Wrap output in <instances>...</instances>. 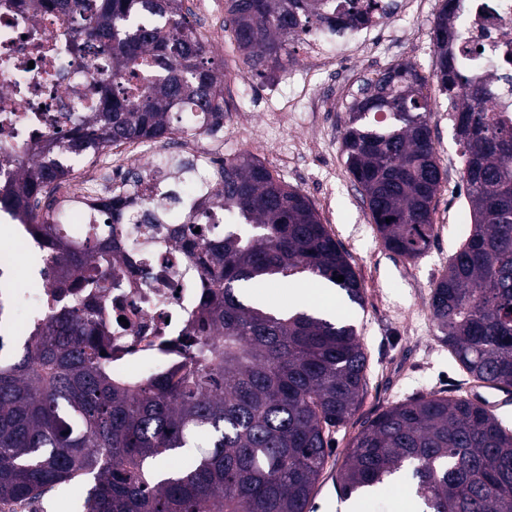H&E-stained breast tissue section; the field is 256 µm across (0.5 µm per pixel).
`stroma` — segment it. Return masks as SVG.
<instances>
[{
  "label": "stroma",
  "instance_id": "35a3bbf8",
  "mask_svg": "<svg viewBox=\"0 0 512 512\" xmlns=\"http://www.w3.org/2000/svg\"><path fill=\"white\" fill-rule=\"evenodd\" d=\"M425 2L409 31L377 32L371 54L353 51L347 63L316 74L304 72L305 51L299 45L294 48V63L266 79L248 74L232 40H225L212 54L224 67L229 119L243 124L246 152L310 199L323 224L350 255L365 291L364 306L344 303L340 309L342 316L352 319L366 348L368 391L356 421L333 436V453L312 502L314 512H349L350 501L338 492L339 471L362 420L412 397L431 393L464 397L470 385L437 338L429 309L434 283L459 245L461 225L470 223L471 217L461 188L455 109L439 93L433 72L431 29L443 0ZM401 62L416 66L431 95L429 125L444 177L434 202L438 234L426 252L412 260L383 245L342 154L350 109L362 87ZM87 489L84 480L57 486L25 503L23 512H84Z\"/></svg>",
  "mask_w": 512,
  "mask_h": 512
}]
</instances>
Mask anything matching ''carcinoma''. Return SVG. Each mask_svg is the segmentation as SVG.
<instances>
[{"label": "carcinoma", "instance_id": "carcinoma-1", "mask_svg": "<svg viewBox=\"0 0 512 512\" xmlns=\"http://www.w3.org/2000/svg\"><path fill=\"white\" fill-rule=\"evenodd\" d=\"M224 0V28L253 76L294 61L311 28L365 26L370 11L348 0ZM458 0L434 22L439 90L455 103L456 143L471 224L430 297L440 342L474 381L512 389V125L489 106L488 77L454 63ZM74 25L79 52L111 61L101 97L78 127L36 135L39 159L0 185L14 210L54 243L51 288L98 287V271L124 256L98 225L135 221L136 199L112 191L86 218L82 244L58 229L68 213L57 190L70 162L126 143L169 138L188 113L211 133L228 117L223 73L182 0H45ZM342 142L385 247L421 256L437 235L434 201L443 173L428 122L431 97L415 67L398 63L363 89ZM222 180L194 203L185 239L207 255L204 294L189 325L190 361L168 374L112 373L102 310L54 307L22 352L0 357V504L38 499L85 479L86 512H311L330 456V434L355 417L367 394V354L347 318L249 303L280 279L311 277L363 306L348 252L309 198L260 160L219 164ZM224 208V239L205 216ZM342 275L339 283L335 277ZM196 448L187 464L182 450ZM405 473L422 512H512V431L482 404L435 394L411 398L362 423L340 469L346 498L370 495Z\"/></svg>", "mask_w": 512, "mask_h": 512}]
</instances>
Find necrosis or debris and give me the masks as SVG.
I'll list each match as a JSON object with an SVG mask.
<instances>
[{"label":"necrosis or debris","mask_w":512,"mask_h":512,"mask_svg":"<svg viewBox=\"0 0 512 512\" xmlns=\"http://www.w3.org/2000/svg\"><path fill=\"white\" fill-rule=\"evenodd\" d=\"M37 0H16L0 7V183L12 181L20 164L36 156V135L71 128L82 112L98 98V72L90 56L70 54L54 60L43 58V48L68 43L72 27L61 13L34 11ZM459 38L454 46L459 64L492 77L491 100L499 118L512 120V0H465L456 19ZM311 63L322 66L343 57L349 49L367 43L365 28H353L334 37L321 28L303 34ZM220 145L211 138L194 141L184 157L195 170V188L181 202L167 192L181 174L165 155L155 154L142 166L139 180L130 186L134 196L158 201L161 223L139 218L122 225L120 245L128 265L106 271L100 286L88 292L77 288L53 294L46 274L39 287L17 297L10 283L15 276L13 256L0 251V313L24 314L25 333H35L49 309L85 300L100 306L112 336V352L118 361L117 375L151 377L181 360L180 342L193 312L210 281L176 240L181 221L174 209H185L205 192L213 190L220 175L211 155ZM74 191L71 208L77 224L73 238H80L88 209L87 200L109 195L110 189L93 164L71 173ZM121 287H113V280Z\"/></svg>","instance_id":"1"}]
</instances>
